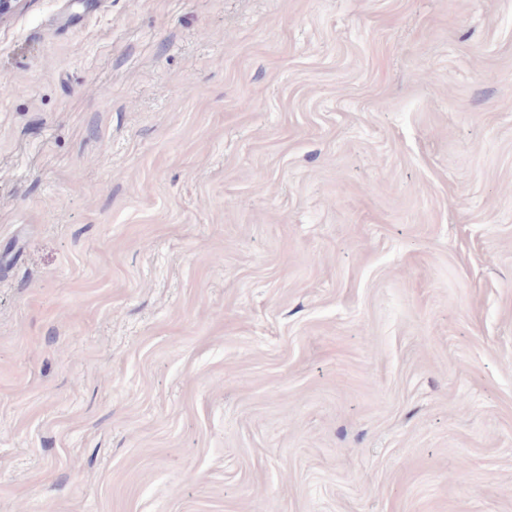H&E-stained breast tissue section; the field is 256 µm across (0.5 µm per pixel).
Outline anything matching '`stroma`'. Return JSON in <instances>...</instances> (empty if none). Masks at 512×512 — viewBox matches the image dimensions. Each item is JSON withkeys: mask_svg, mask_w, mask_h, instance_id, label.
<instances>
[{"mask_svg": "<svg viewBox=\"0 0 512 512\" xmlns=\"http://www.w3.org/2000/svg\"><path fill=\"white\" fill-rule=\"evenodd\" d=\"M0 512H512V0L0 18Z\"/></svg>", "mask_w": 512, "mask_h": 512, "instance_id": "obj_1", "label": "stroma"}]
</instances>
